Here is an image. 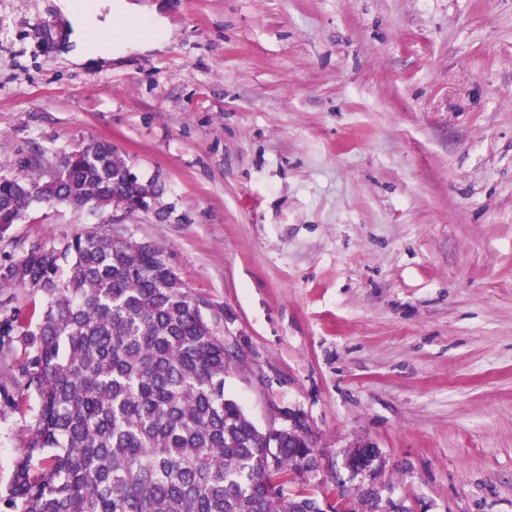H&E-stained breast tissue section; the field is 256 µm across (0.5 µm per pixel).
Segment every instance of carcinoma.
I'll list each match as a JSON object with an SVG mask.
<instances>
[{
    "label": "carcinoma",
    "mask_w": 512,
    "mask_h": 512,
    "mask_svg": "<svg viewBox=\"0 0 512 512\" xmlns=\"http://www.w3.org/2000/svg\"><path fill=\"white\" fill-rule=\"evenodd\" d=\"M112 143L45 178H0V229L34 202L75 211L137 202ZM40 294L23 368L40 407L0 495L13 512H322L292 492L305 443L262 430L226 395L231 353L165 250L105 226L26 251L0 276Z\"/></svg>",
    "instance_id": "carcinoma-1"
}]
</instances>
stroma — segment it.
Listing matches in <instances>:
<instances>
[{"instance_id": "35a3bbf8", "label": "stroma", "mask_w": 512, "mask_h": 512, "mask_svg": "<svg viewBox=\"0 0 512 512\" xmlns=\"http://www.w3.org/2000/svg\"><path fill=\"white\" fill-rule=\"evenodd\" d=\"M158 47L73 62L62 0H0V177L111 142L159 194L114 224L164 247L259 428L305 417L292 490L512 512V0H128ZM112 222L32 204L0 272ZM0 491L40 406L44 307L0 285ZM369 442L375 477L346 454Z\"/></svg>"}]
</instances>
